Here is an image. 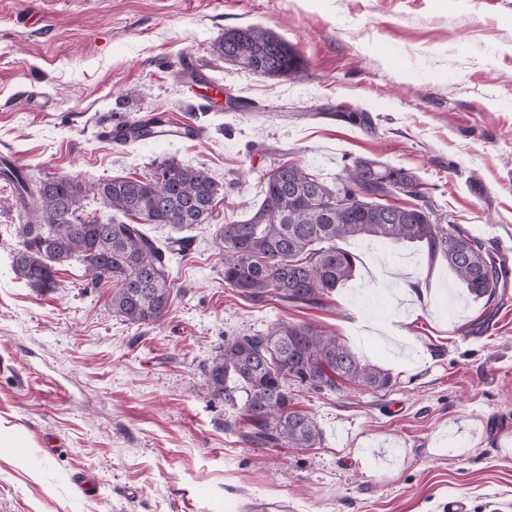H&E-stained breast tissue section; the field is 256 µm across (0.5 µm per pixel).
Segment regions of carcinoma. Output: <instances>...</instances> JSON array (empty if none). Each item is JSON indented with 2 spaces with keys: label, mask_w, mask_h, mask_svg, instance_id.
Returning <instances> with one entry per match:
<instances>
[{
  "label": "carcinoma",
  "mask_w": 512,
  "mask_h": 512,
  "mask_svg": "<svg viewBox=\"0 0 512 512\" xmlns=\"http://www.w3.org/2000/svg\"><path fill=\"white\" fill-rule=\"evenodd\" d=\"M218 58L268 78L295 79L300 54L276 31L248 26L224 30L213 43ZM219 188L202 168L169 164L141 179L112 178L90 186L68 177L30 180L20 199L16 278L38 294L58 287L57 266L76 261L110 275L112 313L131 324L160 323L171 307L173 279L164 249L139 224L181 230L212 216ZM396 193L421 196L415 175L358 158L327 183L299 164H283L267 177L264 198L251 216L218 228L224 283L256 304L276 301L300 308L324 298L355 276L360 258L341 243L383 239L427 246L441 257L470 296L492 302L506 287V264L489 256L480 239L458 224L447 226L428 204L390 206ZM95 203L93 213L86 212ZM315 391L343 381L381 391L391 374L362 362L335 335L308 324L281 322L267 334L233 336L213 360L206 389L214 399L241 401L249 440L265 448H311L321 437L314 421L296 410L288 383Z\"/></svg>",
  "instance_id": "carcinoma-1"
}]
</instances>
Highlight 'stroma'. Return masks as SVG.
Listing matches in <instances>:
<instances>
[{"label": "stroma", "mask_w": 512, "mask_h": 512, "mask_svg": "<svg viewBox=\"0 0 512 512\" xmlns=\"http://www.w3.org/2000/svg\"><path fill=\"white\" fill-rule=\"evenodd\" d=\"M274 29L296 79L214 55L224 30ZM191 56L212 85L182 80ZM168 113L203 132L118 148L106 119ZM369 113L372 124L348 120ZM0 150L33 179H142L161 164L218 183L211 219L144 232L168 252L161 325L125 322L82 265L39 294L16 279L19 203L0 181V512H468L512 504V283L467 297L425 246L346 241L361 262L324 306H256L224 282L220 225L247 219L285 163L333 180L356 158L413 172L442 221L512 268V0H0ZM427 302L401 305L402 282ZM307 323L390 372L381 391L294 383L314 447L258 448L211 399L225 338ZM95 485L77 491L72 477Z\"/></svg>", "instance_id": "1"}]
</instances>
